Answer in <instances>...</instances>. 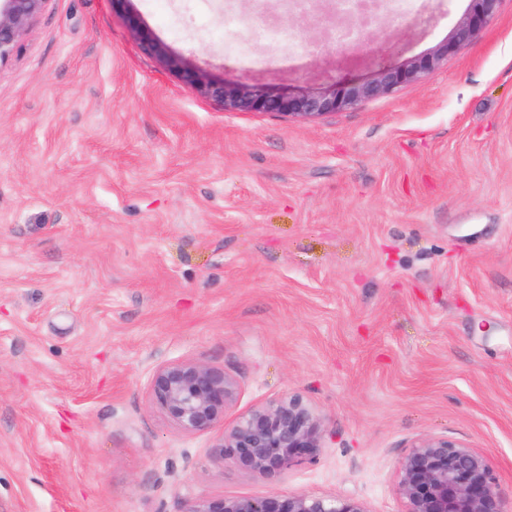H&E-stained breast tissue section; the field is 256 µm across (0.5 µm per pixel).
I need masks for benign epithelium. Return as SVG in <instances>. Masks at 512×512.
Returning <instances> with one entry per match:
<instances>
[{
  "instance_id": "benign-epithelium-1",
  "label": "benign epithelium",
  "mask_w": 512,
  "mask_h": 512,
  "mask_svg": "<svg viewBox=\"0 0 512 512\" xmlns=\"http://www.w3.org/2000/svg\"><path fill=\"white\" fill-rule=\"evenodd\" d=\"M47 0H0V63L14 52L26 30L42 14ZM502 0H470V8L448 40L434 52L380 71L365 81H343L325 93L270 94L243 84L216 81L206 73L190 71L150 32L136 26L143 49L180 74L200 94L218 99L233 112L273 113L315 117L342 111L418 83L439 61L466 48L496 17ZM391 13L386 0L362 4L356 0L345 10L362 15L368 9ZM154 404L181 430L194 433L216 427L222 434L213 454L228 456L246 469L278 474L301 456L322 447L321 417L303 398L285 395L257 405L225 423L227 410L238 394L237 381L205 364L182 361L157 368L150 379ZM400 492L405 512H507L495 487L488 458L481 452L446 437L419 440L399 464ZM186 512H369L351 497L282 495L224 497L192 503Z\"/></svg>"
}]
</instances>
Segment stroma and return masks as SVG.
Wrapping results in <instances>:
<instances>
[{
	"label": "stroma",
	"instance_id": "35a3bbf8",
	"mask_svg": "<svg viewBox=\"0 0 512 512\" xmlns=\"http://www.w3.org/2000/svg\"><path fill=\"white\" fill-rule=\"evenodd\" d=\"M390 15L367 51L279 0H48L0 63V512H186L352 496L404 512L420 439L486 455L512 506V0L423 82L317 119L228 112L211 77L323 92L432 52L468 0ZM261 11L292 50H227ZM176 361L297 394L323 448L268 476L151 401Z\"/></svg>",
	"mask_w": 512,
	"mask_h": 512
}]
</instances>
